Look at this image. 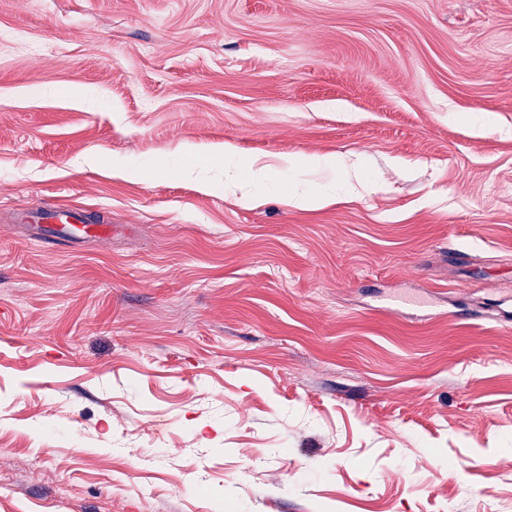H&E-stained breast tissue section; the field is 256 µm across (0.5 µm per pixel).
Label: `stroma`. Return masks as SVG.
<instances>
[{"instance_id": "1", "label": "stroma", "mask_w": 512, "mask_h": 512, "mask_svg": "<svg viewBox=\"0 0 512 512\" xmlns=\"http://www.w3.org/2000/svg\"><path fill=\"white\" fill-rule=\"evenodd\" d=\"M225 142L239 184L272 166L253 204ZM55 203L123 232L8 221ZM0 483V512L512 506V0H0ZM333 200L329 193H310L306 190H288V203L300 209L319 208L327 205Z\"/></svg>"}]
</instances>
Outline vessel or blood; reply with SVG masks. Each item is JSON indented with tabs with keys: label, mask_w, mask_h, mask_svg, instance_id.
Here are the masks:
<instances>
[{
	"label": "vessel or blood",
	"mask_w": 512,
	"mask_h": 512,
	"mask_svg": "<svg viewBox=\"0 0 512 512\" xmlns=\"http://www.w3.org/2000/svg\"><path fill=\"white\" fill-rule=\"evenodd\" d=\"M22 224H52L56 230L49 235L34 234V241L44 244L87 242L110 237L113 231L109 224L82 223L77 211L66 205H55L19 215Z\"/></svg>",
	"instance_id": "b4317fda"
}]
</instances>
